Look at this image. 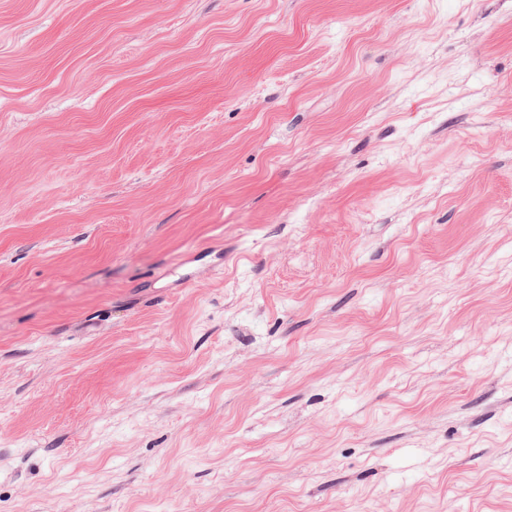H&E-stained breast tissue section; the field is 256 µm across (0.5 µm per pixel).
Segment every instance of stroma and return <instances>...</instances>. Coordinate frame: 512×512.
I'll list each match as a JSON object with an SVG mask.
<instances>
[{"instance_id": "1", "label": "stroma", "mask_w": 512, "mask_h": 512, "mask_svg": "<svg viewBox=\"0 0 512 512\" xmlns=\"http://www.w3.org/2000/svg\"><path fill=\"white\" fill-rule=\"evenodd\" d=\"M0 512H512V0H0Z\"/></svg>"}]
</instances>
